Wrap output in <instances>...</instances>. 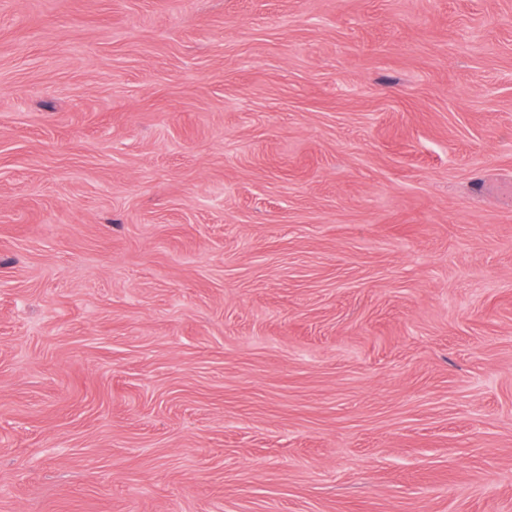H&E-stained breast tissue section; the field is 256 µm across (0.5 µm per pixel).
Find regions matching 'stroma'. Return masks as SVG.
Returning <instances> with one entry per match:
<instances>
[{
	"label": "stroma",
	"instance_id": "stroma-1",
	"mask_svg": "<svg viewBox=\"0 0 512 512\" xmlns=\"http://www.w3.org/2000/svg\"><path fill=\"white\" fill-rule=\"evenodd\" d=\"M0 512H512V0H0Z\"/></svg>",
	"mask_w": 512,
	"mask_h": 512
}]
</instances>
